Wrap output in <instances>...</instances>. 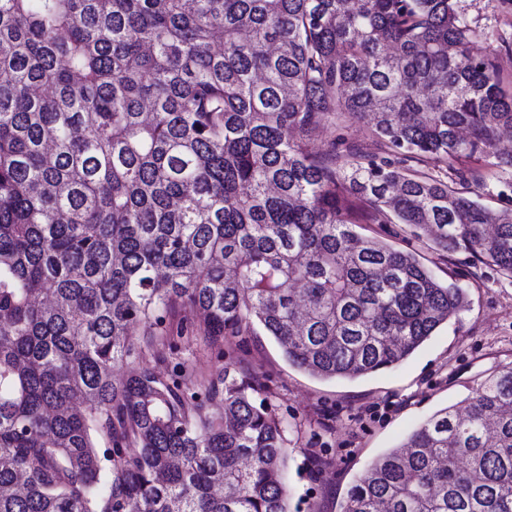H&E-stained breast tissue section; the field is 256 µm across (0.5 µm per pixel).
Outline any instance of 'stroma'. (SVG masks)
Here are the masks:
<instances>
[{
    "mask_svg": "<svg viewBox=\"0 0 512 512\" xmlns=\"http://www.w3.org/2000/svg\"><path fill=\"white\" fill-rule=\"evenodd\" d=\"M460 17L477 32V48L499 65L512 92V0H457ZM355 145L380 151V143L359 122L327 126L314 133V153ZM484 187L480 200L492 208L512 207V169L490 159H471ZM394 247L411 251L442 281L468 293L469 305L418 351L371 376L323 381L291 366L261 329L226 339L222 350L202 339L204 321L191 310L178 312L172 330L182 331L173 349L130 360L131 369L164 373L191 370L218 379L225 369L257 375L274 413L285 426L287 484L292 512H341L354 477L376 456L396 446L436 410L460 402L480 374L512 365V278L468 252L444 255L400 224H371Z\"/></svg>",
    "mask_w": 512,
    "mask_h": 512,
    "instance_id": "obj_1",
    "label": "stroma"
}]
</instances>
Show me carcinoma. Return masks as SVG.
Masks as SVG:
<instances>
[{"label":"carcinoma","mask_w":512,"mask_h":512,"mask_svg":"<svg viewBox=\"0 0 512 512\" xmlns=\"http://www.w3.org/2000/svg\"><path fill=\"white\" fill-rule=\"evenodd\" d=\"M456 0H0V512H290L262 387L142 369L178 306L363 378L467 304L385 218L512 277V94ZM357 120L384 155H314ZM342 512H512V366L371 462ZM492 162V158H473L464 163L465 166L477 169L483 178L484 187L480 191L482 203L497 209L512 207V169L502 171L491 165ZM406 166H411L414 168H421L429 173L431 176L435 177L438 180H441L445 183H451L452 180H458L455 175V169L460 168L461 164L457 162H449L448 164L443 162H430L427 163L426 166L419 165L415 162H406Z\"/></svg>","instance_id":"cac0c4a2"}]
</instances>
